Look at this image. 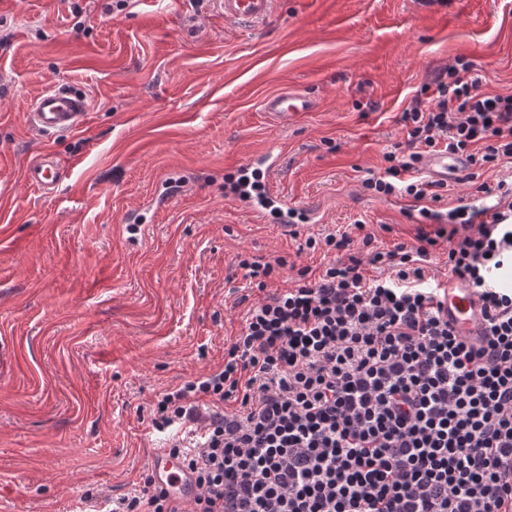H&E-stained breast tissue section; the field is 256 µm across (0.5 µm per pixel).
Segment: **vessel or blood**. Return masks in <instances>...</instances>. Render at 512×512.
<instances>
[{
  "label": "vessel or blood",
  "mask_w": 512,
  "mask_h": 512,
  "mask_svg": "<svg viewBox=\"0 0 512 512\" xmlns=\"http://www.w3.org/2000/svg\"><path fill=\"white\" fill-rule=\"evenodd\" d=\"M225 20L245 25H258L274 13L277 0H219ZM316 106L314 97L308 93L284 91L267 96L263 109L280 123L286 124L311 112ZM89 104L86 96L66 87H53L34 97L24 118L37 134L52 137L80 130L87 121ZM467 166L465 157L445 151L424 157L422 168L431 180L447 183L449 173H457ZM28 185L43 195L53 194L58 185L57 164L47 156L30 164L24 174ZM245 205L255 214L273 211L280 223L295 218L310 222L309 214L288 206L272 193L262 198L248 197ZM445 295L442 310L448 317V326L455 336L467 345L481 347L485 343V323L481 304L472 288L457 279L444 284ZM148 468L158 485L166 489L170 497L180 503H192L199 490L189 469L181 458L169 450L153 451L148 457Z\"/></svg>",
  "instance_id": "1"
}]
</instances>
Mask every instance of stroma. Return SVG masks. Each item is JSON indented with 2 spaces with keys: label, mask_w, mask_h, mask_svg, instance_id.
Instances as JSON below:
<instances>
[{
  "label": "stroma",
  "mask_w": 512,
  "mask_h": 512,
  "mask_svg": "<svg viewBox=\"0 0 512 512\" xmlns=\"http://www.w3.org/2000/svg\"><path fill=\"white\" fill-rule=\"evenodd\" d=\"M111 3L0 7V512H77L88 494L104 512L130 491L163 446L158 397L222 367L263 292L330 261L307 237L360 219L377 248L413 243V202L361 179L437 69L464 56L483 90L512 94V0H280L253 27L215 0ZM61 84L89 115L49 140L23 114ZM284 87L318 105L281 129L262 100ZM272 144L276 192L318 223L284 230L226 192ZM46 151L63 171L49 197L22 179ZM243 257L282 260L266 291Z\"/></svg>",
  "instance_id": "35a3bbf8"
}]
</instances>
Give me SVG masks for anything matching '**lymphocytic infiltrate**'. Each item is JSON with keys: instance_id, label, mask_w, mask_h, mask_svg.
I'll return each instance as SVG.
<instances>
[{"instance_id": "f902f5d3", "label": "lymphocytic infiltrate", "mask_w": 512, "mask_h": 512, "mask_svg": "<svg viewBox=\"0 0 512 512\" xmlns=\"http://www.w3.org/2000/svg\"><path fill=\"white\" fill-rule=\"evenodd\" d=\"M432 95L400 121L405 142L361 185L407 197L433 221L439 186L424 155L466 156L480 169L512 160V94L482 91L473 62L436 72ZM492 211L455 207L453 227L418 228L383 251L363 221L307 238L333 262L248 310L222 369L165 393L153 431L171 439L199 494L173 502L143 472L108 512H512V292L495 285L512 253V182L481 183ZM474 288L486 346L460 341L441 315L431 246Z\"/></svg>"}]
</instances>
